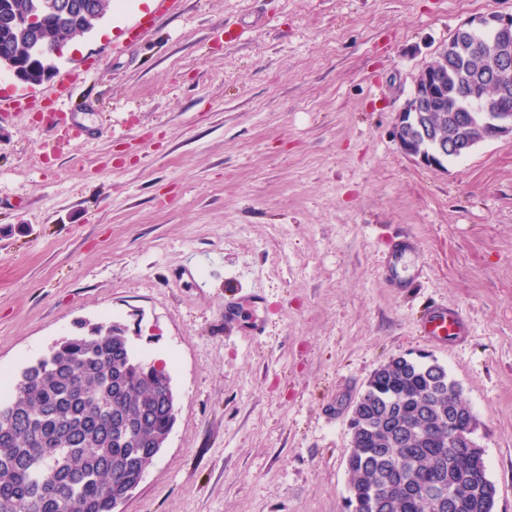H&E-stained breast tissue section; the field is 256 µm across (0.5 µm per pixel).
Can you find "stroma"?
Masks as SVG:
<instances>
[{"label": "stroma", "mask_w": 512, "mask_h": 512, "mask_svg": "<svg viewBox=\"0 0 512 512\" xmlns=\"http://www.w3.org/2000/svg\"><path fill=\"white\" fill-rule=\"evenodd\" d=\"M149 11L118 0L39 86L80 72L60 122L84 138L0 122V374L118 323L178 396L122 512H346L354 402L428 357L512 512V136L433 169L391 134L438 48L512 0H175L129 40ZM403 234L413 283L391 288ZM433 302L468 341L422 336ZM412 245V238L408 235L397 238L390 245L384 275L393 288H406L407 286V277L399 270L398 263L400 258L412 248Z\"/></svg>", "instance_id": "1"}]
</instances>
